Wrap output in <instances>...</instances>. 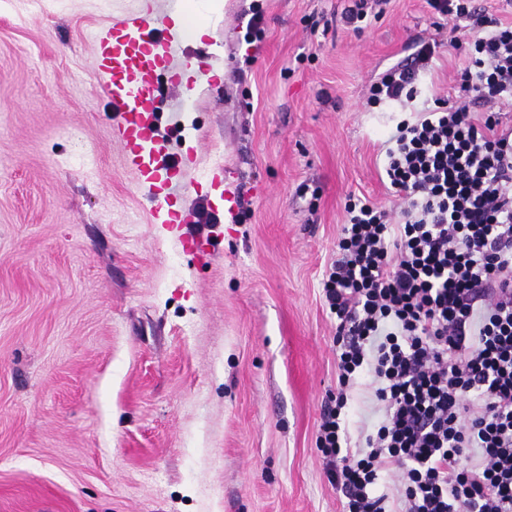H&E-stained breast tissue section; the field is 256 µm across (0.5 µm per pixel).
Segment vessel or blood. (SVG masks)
<instances>
[{"label": "vessel or blood", "mask_w": 512, "mask_h": 512, "mask_svg": "<svg viewBox=\"0 0 512 512\" xmlns=\"http://www.w3.org/2000/svg\"><path fill=\"white\" fill-rule=\"evenodd\" d=\"M90 39L97 51L94 77L121 115L114 133L153 202L154 223L173 230L167 176L180 171L185 160L159 135L155 109L159 72L170 66L171 35L159 15L133 11L108 28L93 30Z\"/></svg>", "instance_id": "1"}]
</instances>
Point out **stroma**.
<instances>
[{
  "mask_svg": "<svg viewBox=\"0 0 512 512\" xmlns=\"http://www.w3.org/2000/svg\"><path fill=\"white\" fill-rule=\"evenodd\" d=\"M223 2L173 47L207 58L206 86L157 104L192 158L182 230L217 239L201 260L151 222L90 74V31L142 0H0V512L343 510L316 446L336 394L322 278L349 195L400 206L381 175L401 108L368 90L435 41L420 84L448 96L463 56L427 0L358 31L347 0ZM211 185L218 187L224 184V167L223 165L213 167L208 172ZM237 208V197L235 193L224 184V217H233Z\"/></svg>",
  "mask_w": 512,
  "mask_h": 512,
  "instance_id": "obj_1",
  "label": "stroma"
}]
</instances>
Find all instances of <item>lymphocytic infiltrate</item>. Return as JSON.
Instances as JSON below:
<instances>
[{
	"label": "lymphocytic infiltrate",
	"instance_id": "lymphocytic-infiltrate-1",
	"mask_svg": "<svg viewBox=\"0 0 512 512\" xmlns=\"http://www.w3.org/2000/svg\"><path fill=\"white\" fill-rule=\"evenodd\" d=\"M466 47L453 99L385 142L394 212L346 205L323 277L336 319V400L316 432L343 512H512V23L475 0H428ZM434 45L378 75L369 101L407 107ZM369 378L381 417L351 438L347 392ZM398 469L403 488L381 490Z\"/></svg>",
	"mask_w": 512,
	"mask_h": 512
}]
</instances>
